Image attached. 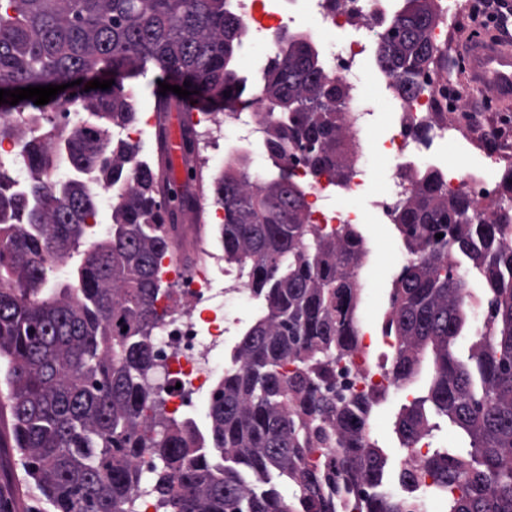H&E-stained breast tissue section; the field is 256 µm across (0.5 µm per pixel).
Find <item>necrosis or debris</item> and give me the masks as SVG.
I'll return each instance as SVG.
<instances>
[{
    "label": "necrosis or debris",
    "mask_w": 512,
    "mask_h": 512,
    "mask_svg": "<svg viewBox=\"0 0 512 512\" xmlns=\"http://www.w3.org/2000/svg\"><path fill=\"white\" fill-rule=\"evenodd\" d=\"M399 0H227L226 7L240 18L248 37L239 48V65L254 76H263L270 54L255 50L256 42L278 44L294 31L303 29L305 19H314L316 42L320 48L323 73L346 84L350 95L345 103L346 129L363 142L362 161L352 169L348 181H338L333 173L311 175L297 151H290L288 167L293 179L306 188V223L320 228L340 224H363L376 218L385 224L393 219L399 199L409 196L415 175L428 164L425 147L460 135L465 167L449 173L446 190L468 197L478 213H486L496 199L498 187L492 174L501 163L512 161V145L477 135L455 118L464 103L454 94L452 85L436 83L434 91L401 103L400 110L386 127H379L374 115L377 103L369 86L389 88V76L369 67L382 34L398 11ZM140 118L122 129L124 140L137 148L136 164L148 157L160 156L162 141L159 127L166 104L159 98H142L137 103ZM277 115L260 97L227 109L224 116L198 110L185 115V133L194 144L189 157L190 178L203 183L212 174L216 160L232 161L241 145H264L263 130ZM385 155L388 169L385 188L373 194L370 176L376 155ZM196 221L186 228L195 260L168 263L165 272L168 293L158 302L161 318L154 330L151 346L162 380L157 392L166 394L173 408H180L188 397L206 393L217 358L224 348L228 328L216 321L202 323L201 308L212 305L217 297L229 294L250 295L243 274L228 275L224 288H216L221 257L205 232L206 225L224 221V210L208 197H200ZM394 384L390 372L375 368L368 343H360L354 355L338 368L336 386L346 393H384ZM430 442L417 439L404 460L413 480L395 491L397 500L412 501L415 512H438L439 490L426 460Z\"/></svg>",
    "instance_id": "necrosis-or-debris-1"
}]
</instances>
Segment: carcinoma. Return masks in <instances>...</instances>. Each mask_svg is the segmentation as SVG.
I'll use <instances>...</instances> for the list:
<instances>
[{
	"label": "carcinoma",
	"mask_w": 512,
	"mask_h": 512,
	"mask_svg": "<svg viewBox=\"0 0 512 512\" xmlns=\"http://www.w3.org/2000/svg\"><path fill=\"white\" fill-rule=\"evenodd\" d=\"M224 2L0 0V89L157 68L212 102L230 100L241 94L231 62L245 30ZM436 19L432 0H404L378 44L377 64L400 97L428 91ZM261 95L284 115L265 130L276 176L252 188L240 155L211 185L224 208L215 230L224 262L246 272L266 312L212 390L207 438L192 420L171 421L159 439L156 422L144 426V412L160 404L148 389L165 293L158 258L196 197L158 207L157 175L136 165L134 146L113 142L110 129L136 119L131 96L121 85L85 94L91 120L25 139V193L0 171V213L23 216L0 223V443L16 449L23 482L51 512H138L134 462L144 454L160 460L153 489L168 512H339L344 495L357 512H413L384 490L382 450L358 439L377 396H328L336 367L358 347L349 265L361 259L362 236L351 224L332 234L306 224V191L285 164L286 146L300 147L313 172L347 179L345 86L323 76L311 39L290 37ZM88 172L112 196V226L59 285L56 264L79 250L96 217ZM443 186V173L426 168L395 209L415 259L393 283L382 334L395 339L396 383L428 350L434 365L428 395L414 398L396 430L407 448L428 434V413L447 417L470 439L429 460L447 512H512V248L499 237L512 209L498 202L485 217ZM450 253L472 262V282L489 297V340L469 320L470 285L452 274ZM463 334L472 340L465 359L454 350ZM332 447L342 468L311 463Z\"/></svg>",
	"instance_id": "cac0c4a2"
}]
</instances>
